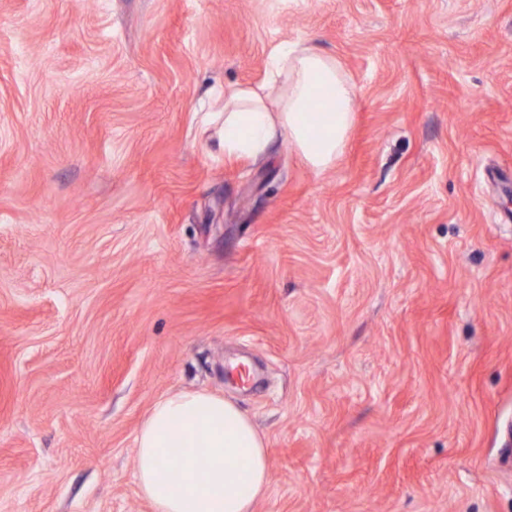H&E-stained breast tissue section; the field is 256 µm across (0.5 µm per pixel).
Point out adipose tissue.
Segmentation results:
<instances>
[{
  "label": "adipose tissue",
  "instance_id": "1",
  "mask_svg": "<svg viewBox=\"0 0 512 512\" xmlns=\"http://www.w3.org/2000/svg\"><path fill=\"white\" fill-rule=\"evenodd\" d=\"M261 86L225 87L224 107L206 113L225 159L259 158L285 143L309 169L334 167L348 147L357 88L335 56L308 41L276 46ZM322 111H310L311 103ZM135 473L153 512H255L268 485L269 455L233 402L202 391L160 399L136 438ZM184 449L181 478L164 475L167 451Z\"/></svg>",
  "mask_w": 512,
  "mask_h": 512
}]
</instances>
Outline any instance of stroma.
<instances>
[{
    "label": "stroma",
    "instance_id": "35a3bbf8",
    "mask_svg": "<svg viewBox=\"0 0 512 512\" xmlns=\"http://www.w3.org/2000/svg\"><path fill=\"white\" fill-rule=\"evenodd\" d=\"M298 39L345 155L226 160ZM182 390L265 439L255 512H512V0H0V512H152Z\"/></svg>",
    "mask_w": 512,
    "mask_h": 512
}]
</instances>
